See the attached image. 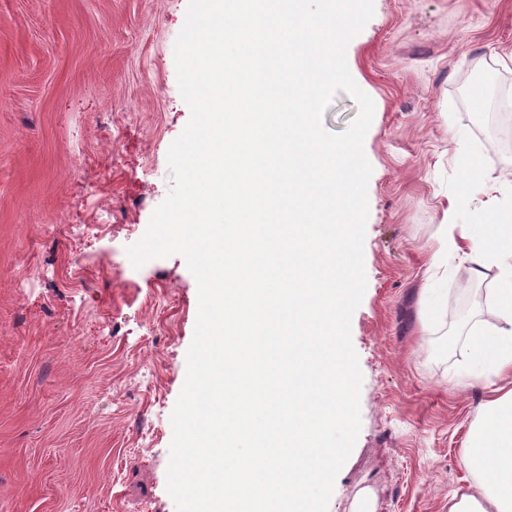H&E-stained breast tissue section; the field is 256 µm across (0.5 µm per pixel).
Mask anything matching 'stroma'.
Instances as JSON below:
<instances>
[{"label": "stroma", "instance_id": "1", "mask_svg": "<svg viewBox=\"0 0 512 512\" xmlns=\"http://www.w3.org/2000/svg\"><path fill=\"white\" fill-rule=\"evenodd\" d=\"M188 0H0V512H176L170 417L197 283L174 254L134 268L190 119L175 43ZM348 44L374 102L351 320L361 431L328 512H448L484 382L460 351L494 312L442 236L470 156L512 218V117L487 129L474 87L512 104V0H374ZM439 296L422 334L418 294Z\"/></svg>", "mask_w": 512, "mask_h": 512}]
</instances>
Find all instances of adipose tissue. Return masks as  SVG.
Instances as JSON below:
<instances>
[{"label":"adipose tissue","instance_id":"obj_1","mask_svg":"<svg viewBox=\"0 0 512 512\" xmlns=\"http://www.w3.org/2000/svg\"><path fill=\"white\" fill-rule=\"evenodd\" d=\"M452 245L471 266L474 276L498 267L503 289L495 301L494 318L468 341L475 376L493 369L499 384L492 389L463 453L465 466L477 477L448 498V512H512V225L496 221L495 209L476 223L459 198L448 201Z\"/></svg>","mask_w":512,"mask_h":512}]
</instances>
